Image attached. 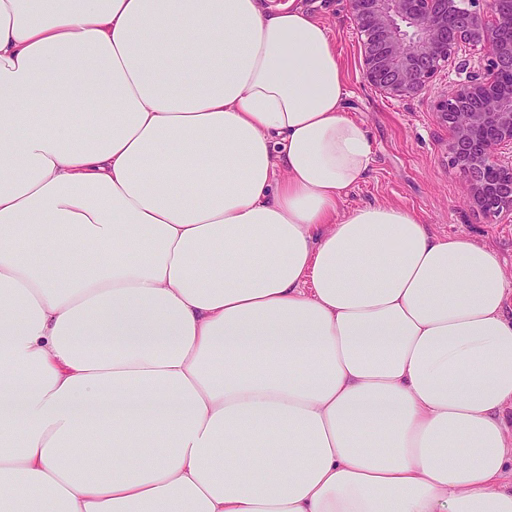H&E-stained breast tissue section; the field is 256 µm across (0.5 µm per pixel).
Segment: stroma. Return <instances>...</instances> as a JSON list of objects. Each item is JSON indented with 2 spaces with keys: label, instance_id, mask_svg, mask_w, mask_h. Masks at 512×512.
Returning <instances> with one entry per match:
<instances>
[{
  "label": "stroma",
  "instance_id": "1",
  "mask_svg": "<svg viewBox=\"0 0 512 512\" xmlns=\"http://www.w3.org/2000/svg\"><path fill=\"white\" fill-rule=\"evenodd\" d=\"M325 23L343 64L349 94L344 108L372 139L374 160L364 180L344 198L345 207L389 204L417 214L436 234H457L493 250L512 284V222L489 224L474 212L459 179L448 169V131L430 107L431 94L448 87L437 79L430 95L407 101L364 86L360 49L346 0H293Z\"/></svg>",
  "mask_w": 512,
  "mask_h": 512
}]
</instances>
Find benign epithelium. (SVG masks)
Returning a JSON list of instances; mask_svg holds the SVG:
<instances>
[{"mask_svg": "<svg viewBox=\"0 0 512 512\" xmlns=\"http://www.w3.org/2000/svg\"><path fill=\"white\" fill-rule=\"evenodd\" d=\"M363 80L386 97L429 93L446 66L456 79L433 100L448 128V168L490 222H512V0H347ZM470 45L474 66L459 56Z\"/></svg>", "mask_w": 512, "mask_h": 512, "instance_id": "benign-epithelium-1", "label": "benign epithelium"}]
</instances>
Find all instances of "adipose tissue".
<instances>
[{
  "label": "adipose tissue",
  "instance_id": "obj_1",
  "mask_svg": "<svg viewBox=\"0 0 512 512\" xmlns=\"http://www.w3.org/2000/svg\"><path fill=\"white\" fill-rule=\"evenodd\" d=\"M347 94L300 7L0 0V512H512L503 266L343 209Z\"/></svg>",
  "mask_w": 512,
  "mask_h": 512
}]
</instances>
